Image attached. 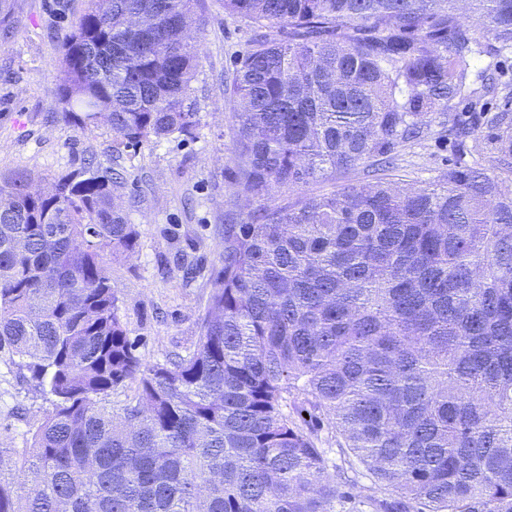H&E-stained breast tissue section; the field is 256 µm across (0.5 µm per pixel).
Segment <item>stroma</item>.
Segmentation results:
<instances>
[{
    "label": "stroma",
    "mask_w": 512,
    "mask_h": 512,
    "mask_svg": "<svg viewBox=\"0 0 512 512\" xmlns=\"http://www.w3.org/2000/svg\"><path fill=\"white\" fill-rule=\"evenodd\" d=\"M13 36L0 43V173L25 169L53 182L78 169L87 153L125 171L120 199L138 231L128 258L102 262L118 298L119 315L137 353L146 361L188 354L198 336L212 278L224 244V216L245 221L248 207L235 204L230 160L232 109L224 99V75L235 68L255 36L252 26L228 16L224 0H201L203 21L198 74L189 101L200 124L194 138L170 137L116 150L105 127L80 130L43 117L60 111L57 64L66 36L86 0H16ZM397 176L403 186L435 180L459 159L487 165L486 155L461 156L441 120L426 140L396 146ZM298 423L317 429L329 470L357 479L361 496L375 489L363 467L328 438L327 419L308 396H297ZM51 409L48 396L34 392L8 357H0V448L24 447Z\"/></svg>",
    "instance_id": "1"
}]
</instances>
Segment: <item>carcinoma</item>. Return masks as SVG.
Listing matches in <instances>:
<instances>
[{
    "mask_svg": "<svg viewBox=\"0 0 512 512\" xmlns=\"http://www.w3.org/2000/svg\"><path fill=\"white\" fill-rule=\"evenodd\" d=\"M199 0H88L61 47L58 120L117 145L193 138ZM270 29L224 76L237 132L224 247L195 348L147 363L100 253H133L124 186L95 156L41 187L0 175V351L52 410L0 448V512H336L304 394L393 499L373 512H512V0H224ZM13 0H0V38ZM491 58L473 74L475 59ZM479 88H473L474 84ZM448 113L456 164L399 185L389 151ZM368 164L367 179L304 187ZM134 382L133 395L112 393Z\"/></svg>",
    "mask_w": 512,
    "mask_h": 512,
    "instance_id": "obj_1",
    "label": "carcinoma"
}]
</instances>
